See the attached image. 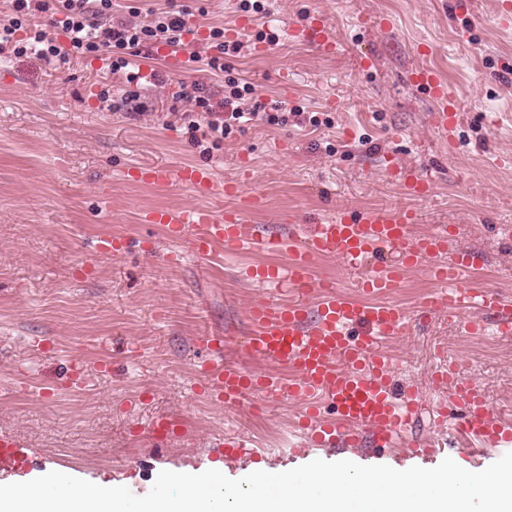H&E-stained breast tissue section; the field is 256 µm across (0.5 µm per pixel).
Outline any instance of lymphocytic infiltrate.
<instances>
[{
	"label": "lymphocytic infiltrate",
	"instance_id": "1",
	"mask_svg": "<svg viewBox=\"0 0 512 512\" xmlns=\"http://www.w3.org/2000/svg\"><path fill=\"white\" fill-rule=\"evenodd\" d=\"M10 4L12 16L8 23L0 24V53L9 50L21 56L32 52L45 62L63 64L73 58L105 55L112 71L125 72L130 83L145 78H142L139 67L127 58V50L144 43L179 46L187 32L183 16L170 6L151 11L149 20L135 23L113 19L112 0H10ZM38 12L50 14L53 28L60 32L59 37L50 36L34 23L33 16ZM21 30L26 33L22 39L17 36ZM209 38L216 41L218 55L203 59L194 53L190 60L201 63L203 70L211 74L223 75L229 94L224 99V112L219 115L215 112L213 92L208 86L197 83L186 92L185 97L193 111L209 116L206 125L193 120L187 125L190 141L197 147L205 143L219 146L232 124L244 116L239 100L254 92L251 83L225 73L224 58L239 53L240 42L225 41L224 30L220 27L210 28ZM145 80L157 86L164 84L165 76L154 72Z\"/></svg>",
	"mask_w": 512,
	"mask_h": 512
}]
</instances>
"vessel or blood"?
Masks as SVG:
<instances>
[{
  "instance_id": "vessel-or-blood-1",
  "label": "vessel or blood",
  "mask_w": 512,
  "mask_h": 512,
  "mask_svg": "<svg viewBox=\"0 0 512 512\" xmlns=\"http://www.w3.org/2000/svg\"><path fill=\"white\" fill-rule=\"evenodd\" d=\"M291 34L328 53L337 49L335 38L318 19L294 26ZM409 80L436 104L430 122L437 137L453 143L456 113L447 85L428 68L412 70ZM386 170L408 194L419 198L429 195V179L393 161ZM133 173L148 183L176 181L199 193L213 187L210 170L191 164L139 165ZM259 204V197L252 195L245 198L242 207L221 213L197 207L144 215L146 223L164 225L177 242V249L163 256L170 264L187 254L209 257L219 247L228 254L261 247L286 256L285 262L258 265L247 273L252 281L269 286L271 292L249 307V328L242 346L250 357L275 364L276 372L225 363L223 337H201L210 359L200 373L211 396L228 408L240 407L251 395L256 396L259 410L285 400L298 402L302 413L296 441L289 450L295 457L339 442L359 445L366 439L379 448L393 447L416 420L418 404L413 394L398 397L391 362L381 350L384 339L407 335L411 328L404 310L390 297L408 268L446 249L447 225H437L415 242L411 239V228L417 221L415 211L340 214L309 225L299 239L290 240L250 230L246 213ZM386 251L394 253V260H382ZM328 257L339 258L349 268L361 271L358 290L369 296V303L343 297L334 281H315L314 264ZM477 263V255L463 250L449 262L430 264L433 287L420 303L419 318L448 317L460 331L472 336L484 335L490 326L500 333H511L512 302L493 288L471 283ZM312 291L318 294L313 306L304 300ZM433 379L439 387L450 388L453 399L464 409L458 421L449 420L447 411H440V423L449 424L459 438L477 441L482 448L512 443V424L489 410L478 386L461 380L454 365L439 362ZM328 407L333 410L329 418L323 414ZM224 447L229 455H259L253 441L239 434L225 436Z\"/></svg>"
}]
</instances>
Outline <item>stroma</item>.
<instances>
[{
  "mask_svg": "<svg viewBox=\"0 0 512 512\" xmlns=\"http://www.w3.org/2000/svg\"><path fill=\"white\" fill-rule=\"evenodd\" d=\"M178 3L200 31L240 27L241 53L224 65L255 87L243 106L282 109L286 125L254 119L203 153L187 125L204 115L180 92L221 77L138 47L133 62L165 71L168 80L131 107L124 72H111L106 61L0 56V431L16 435L27 455L22 468L0 453V484L54 471L58 456L70 476L139 496L164 470L198 474L220 465L239 479L255 462L224 457L217 442L227 433L267 449L265 466H301L283 453L299 404L257 416L250 406L227 411L196 392L200 334L223 337L227 363L259 367L237 340L247 331L248 307L267 294L247 271L271 254L189 257L173 266L163 259L173 243L143 221L154 209L239 207L225 183L260 195L250 224L284 236L342 212L415 210L414 237L450 225L440 261L473 251V281L512 300V240L498 230L512 225V165L494 162L512 155V81L499 77L512 70V31L496 25L495 0H483L476 16L453 11L449 0H270L258 15L240 11L239 0ZM316 17L335 35V54L291 37L292 26ZM422 66L455 98L454 145L435 136V105L408 80ZM104 90L113 110L100 107ZM389 156L431 179L429 197L406 194L386 171ZM142 164L205 166L215 187L197 194L176 182L146 185L128 173ZM104 236L122 239L124 249L100 255ZM35 338L47 340V349L32 347ZM132 338L141 360L124 353ZM439 346L496 415L512 416V335L470 336L436 317L386 339L394 379L420 405L408 437L440 448L425 460L428 468L458 456L435 424V410L451 402L431 380ZM103 361L110 372L98 371ZM161 417L185 421V435L154 445L151 427Z\"/></svg>",
  "mask_w": 512,
  "mask_h": 512,
  "instance_id": "1",
  "label": "stroma"
}]
</instances>
